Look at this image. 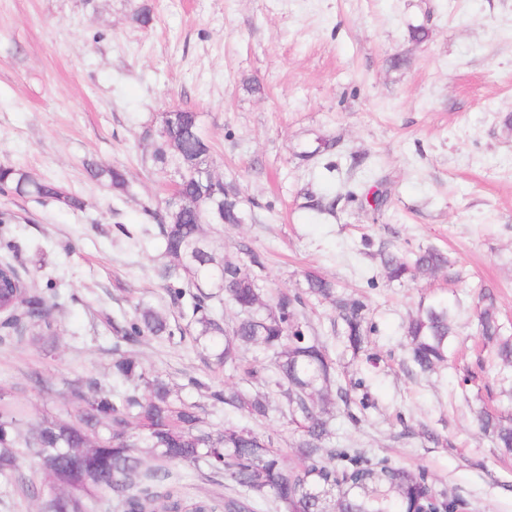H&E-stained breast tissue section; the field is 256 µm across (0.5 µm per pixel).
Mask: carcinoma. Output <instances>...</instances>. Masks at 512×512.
<instances>
[{
	"mask_svg": "<svg viewBox=\"0 0 512 512\" xmlns=\"http://www.w3.org/2000/svg\"><path fill=\"white\" fill-rule=\"evenodd\" d=\"M152 141L151 161L176 177V191L159 218L163 262L159 279L175 303L190 298L189 327L194 342L219 366L243 371L253 390L224 388L212 397L227 413L267 418L277 412L299 429L294 464L287 466L270 436L246 426H208L202 407L173 391L161 376L147 370L121 344L145 336L169 332L166 321L153 309H139L112 346V385L103 387L93 378L63 380L55 387L41 376L33 382L42 391H54L75 405V410L38 425L21 429L23 408L0 405V483L26 489L42 499L40 512H96L108 502L117 512H148L161 506L164 512H259L272 499L283 512H448L450 499L429 500L428 473L411 470L382 458L376 462L358 448H343L333 441L330 429L334 410L344 407L351 422L372 407L367 378L337 384L335 362L328 352L329 337L321 336L307 321V302H327L341 320V335L353 353L377 364L379 356L369 348L377 333L367 305L359 297L339 294L337 285L308 271L297 291H280L264 298L250 267L262 266L252 253L249 263L216 259L209 248L206 224H239L241 201L233 186L206 179L201 169L210 158L195 112L178 109L162 117L160 127L146 132ZM94 176L115 189L126 179L118 168H97ZM0 192L27 196L37 202L54 201L69 208L81 202L62 187L35 180L21 168L0 167ZM13 244L0 241V340L20 336L25 325L48 330L54 325L53 310L42 292L23 278L13 262ZM387 282L415 281L423 273L446 270L454 262L433 247L407 256L398 250L379 252ZM227 301L238 310L230 324L214 302ZM477 328L483 345L493 347L502 366L512 367V336L499 319L495 296L480 292ZM453 306L436 300L419 306L405 326L409 361L422 373L448 364V350L457 336ZM251 347L270 356L273 369L260 372L245 365ZM336 399H330L331 389ZM481 430L495 446L512 453V414L480 411ZM52 482L37 488L27 478L29 456ZM207 467L224 477V487L241 494L224 501L216 498L186 499L170 488L169 464Z\"/></svg>",
	"mask_w": 512,
	"mask_h": 512,
	"instance_id": "carcinoma-1",
	"label": "carcinoma"
}]
</instances>
